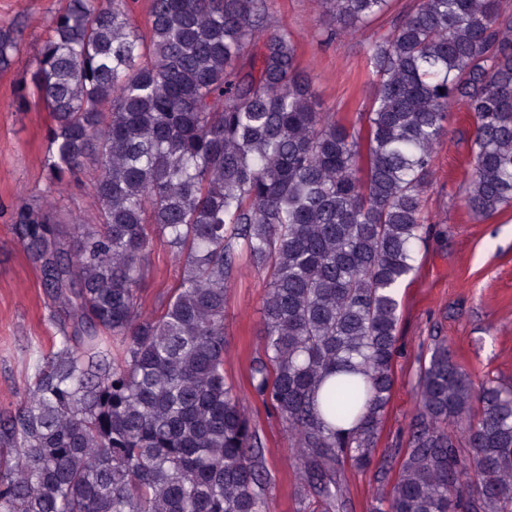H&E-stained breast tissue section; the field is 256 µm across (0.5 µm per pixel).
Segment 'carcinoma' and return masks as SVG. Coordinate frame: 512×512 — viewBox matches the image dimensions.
<instances>
[{"label": "carcinoma", "instance_id": "1", "mask_svg": "<svg viewBox=\"0 0 512 512\" xmlns=\"http://www.w3.org/2000/svg\"><path fill=\"white\" fill-rule=\"evenodd\" d=\"M390 0H321L353 32ZM14 31L0 29V68ZM352 122L321 110L267 0H66L34 60L51 115L48 195L90 178L96 223L22 202L17 244L56 329L0 411V512H267L262 441L224 377L238 260L265 273L254 392L291 432L298 491L344 502L342 467H377L394 385L399 289L449 108L473 113L463 202L512 205V6L418 0L368 43ZM181 268L160 311L141 297L155 241ZM408 448L375 512H512V385L475 384L436 336Z\"/></svg>", "mask_w": 512, "mask_h": 512}]
</instances>
